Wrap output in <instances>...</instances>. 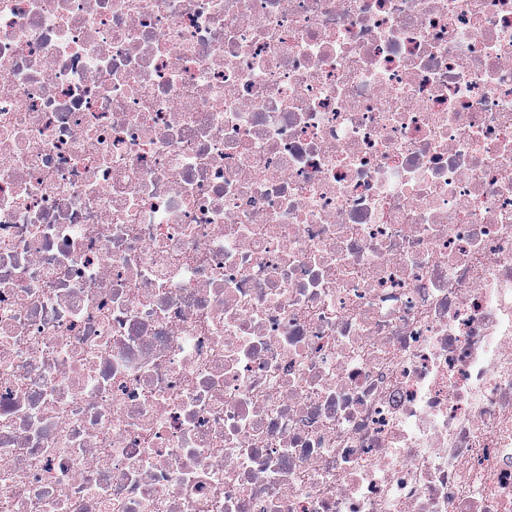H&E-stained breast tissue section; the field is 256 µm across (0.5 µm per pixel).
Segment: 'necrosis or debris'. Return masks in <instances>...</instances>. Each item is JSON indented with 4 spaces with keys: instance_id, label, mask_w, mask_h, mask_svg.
<instances>
[{
    "instance_id": "4bbe7bcc",
    "label": "necrosis or debris",
    "mask_w": 512,
    "mask_h": 512,
    "mask_svg": "<svg viewBox=\"0 0 512 512\" xmlns=\"http://www.w3.org/2000/svg\"><path fill=\"white\" fill-rule=\"evenodd\" d=\"M0 512H512V0H0Z\"/></svg>"
}]
</instances>
